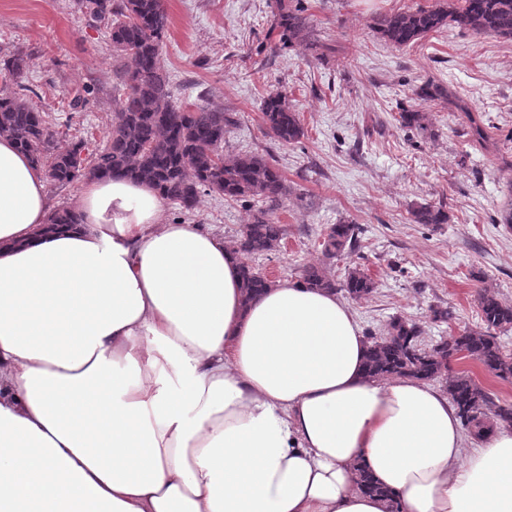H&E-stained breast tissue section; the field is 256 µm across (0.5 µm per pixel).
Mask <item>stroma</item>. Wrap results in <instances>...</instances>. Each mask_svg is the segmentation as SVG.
Instances as JSON below:
<instances>
[{
  "instance_id": "1",
  "label": "stroma",
  "mask_w": 512,
  "mask_h": 512,
  "mask_svg": "<svg viewBox=\"0 0 512 512\" xmlns=\"http://www.w3.org/2000/svg\"><path fill=\"white\" fill-rule=\"evenodd\" d=\"M278 3L164 0L175 98L229 113L225 151L277 161L288 184L275 213L285 243L251 264L298 280L322 262L325 228L349 222L359 244L332 271L341 281L358 267L375 280L369 297L350 303L362 330L383 335L396 316L418 322L429 342L482 328L480 288L512 302V227L500 222L512 183V40L448 27L398 48L373 32L374 17L434 0H302L308 38L283 49L271 32ZM12 53L26 59L29 101L59 122L57 146L83 135L101 143L123 70L106 29L89 26L77 0H0V57ZM431 78L483 112L497 155L470 141L459 113L417 98ZM79 91L87 102L71 109ZM273 91L299 112V143L267 134L262 107ZM419 108L429 114L424 135L398 122ZM425 203L444 204L447 223H412ZM258 207L205 191L191 219L232 245ZM437 307L453 308L454 319L434 320Z\"/></svg>"
}]
</instances>
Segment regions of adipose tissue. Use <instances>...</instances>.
<instances>
[{"label": "adipose tissue", "mask_w": 512, "mask_h": 512, "mask_svg": "<svg viewBox=\"0 0 512 512\" xmlns=\"http://www.w3.org/2000/svg\"><path fill=\"white\" fill-rule=\"evenodd\" d=\"M78 208L47 229L0 137V512H512V429L466 448L446 392L367 377L335 292L245 299L223 237L140 181Z\"/></svg>", "instance_id": "ef3b65f1"}]
</instances>
